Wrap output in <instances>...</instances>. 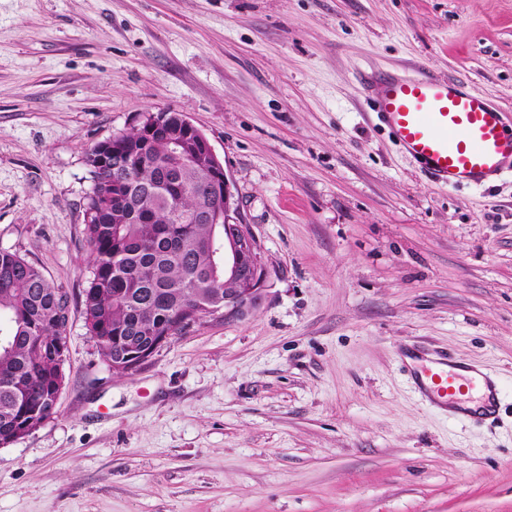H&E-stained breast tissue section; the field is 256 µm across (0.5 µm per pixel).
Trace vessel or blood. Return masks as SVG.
<instances>
[{"label":"vessel or blood","instance_id":"1","mask_svg":"<svg viewBox=\"0 0 512 512\" xmlns=\"http://www.w3.org/2000/svg\"><path fill=\"white\" fill-rule=\"evenodd\" d=\"M360 80L375 88L366 98L369 110L432 180L477 187L512 170V125L486 96L461 82L407 69L364 73ZM420 357V351L411 352L407 368L429 400L478 423L495 420L499 390L489 372L453 356L423 366Z\"/></svg>","mask_w":512,"mask_h":512}]
</instances>
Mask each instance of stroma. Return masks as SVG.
<instances>
[{"label":"stroma","instance_id":"stroma-1","mask_svg":"<svg viewBox=\"0 0 512 512\" xmlns=\"http://www.w3.org/2000/svg\"><path fill=\"white\" fill-rule=\"evenodd\" d=\"M418 62L512 121V0H0V249L69 300L53 418L0 448V512H512V174L443 187L358 69ZM183 113L224 163L271 276L130 376L81 308L85 152ZM474 360L473 426L398 357Z\"/></svg>","mask_w":512,"mask_h":512}]
</instances>
